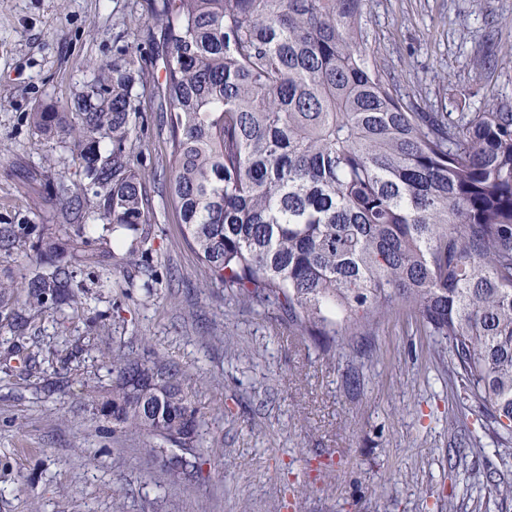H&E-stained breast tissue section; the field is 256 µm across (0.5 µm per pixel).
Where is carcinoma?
<instances>
[{"label":"carcinoma","mask_w":512,"mask_h":512,"mask_svg":"<svg viewBox=\"0 0 512 512\" xmlns=\"http://www.w3.org/2000/svg\"><path fill=\"white\" fill-rule=\"evenodd\" d=\"M366 0H161L169 113L168 198L206 279L324 348L364 337L397 308L448 341L480 426L512 455V107L424 112L367 58ZM93 66L75 111L45 106L37 131L68 144L90 195H62L69 225L93 212L146 242L148 200L131 169L135 56ZM107 141L111 149L101 152ZM0 252L30 256L0 279V328L33 367L31 320L89 288L50 232L0 225ZM112 432L147 435L159 459L202 447L185 373L112 351ZM204 452L162 468L189 484Z\"/></svg>","instance_id":"1"}]
</instances>
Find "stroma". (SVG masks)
<instances>
[{"instance_id": "obj_1", "label": "stroma", "mask_w": 512, "mask_h": 512, "mask_svg": "<svg viewBox=\"0 0 512 512\" xmlns=\"http://www.w3.org/2000/svg\"><path fill=\"white\" fill-rule=\"evenodd\" d=\"M367 54L429 112H481L512 98V0H367ZM150 0H0V224L31 239L61 223L59 192L84 178L31 114L71 111L93 78L139 43L131 166L150 203L154 288L128 260L137 242L87 219L100 262L79 279L112 285L32 320L41 355L4 358L0 329V512H512V455L479 427L448 370V344L399 311L326 350L275 308L203 278L167 196L169 126L148 40ZM186 373L209 452L198 483H170L141 435L113 433L86 387L112 386V353ZM362 382L346 384L350 372Z\"/></svg>"}]
</instances>
